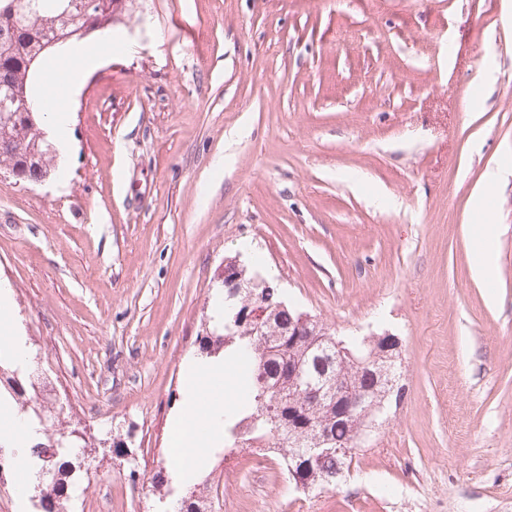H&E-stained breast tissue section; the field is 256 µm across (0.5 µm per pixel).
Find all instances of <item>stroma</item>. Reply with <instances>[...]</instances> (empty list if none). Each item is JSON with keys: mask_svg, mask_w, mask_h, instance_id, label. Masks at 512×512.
Listing matches in <instances>:
<instances>
[{"mask_svg": "<svg viewBox=\"0 0 512 512\" xmlns=\"http://www.w3.org/2000/svg\"><path fill=\"white\" fill-rule=\"evenodd\" d=\"M81 44L65 165L0 175V287L37 359L15 377L47 371L91 434L73 512L183 495L142 485L235 254L337 336L397 335L404 397L336 489L210 449L213 512H512V0H125ZM477 211L480 215V230L470 240V248L476 254L475 275L484 282L494 277V223L493 210L484 200V193L478 196Z\"/></svg>", "mask_w": 512, "mask_h": 512, "instance_id": "35a3bbf8", "label": "stroma"}]
</instances>
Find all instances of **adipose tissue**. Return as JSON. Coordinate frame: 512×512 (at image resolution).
<instances>
[{"instance_id": "1", "label": "adipose tissue", "mask_w": 512, "mask_h": 512, "mask_svg": "<svg viewBox=\"0 0 512 512\" xmlns=\"http://www.w3.org/2000/svg\"><path fill=\"white\" fill-rule=\"evenodd\" d=\"M98 61L92 53L75 47H67L62 53L45 63L39 74L37 94L45 112L59 114L55 96L59 87L75 88L81 75L96 67ZM480 229L470 240V248L476 255L475 275L483 281L494 277V227L493 210L485 201H478ZM224 372L220 362L190 360L184 407L173 424L171 465L182 475L197 474L205 465L207 451L224 439L223 398L211 395L215 376ZM37 425L24 416L13 417L0 428V445L16 449L13 467L21 484H28L32 475L29 457L21 453V446L36 435Z\"/></svg>"}]
</instances>
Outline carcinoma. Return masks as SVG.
I'll return each mask as SVG.
<instances>
[{
	"label": "carcinoma",
	"mask_w": 512,
	"mask_h": 512,
	"mask_svg": "<svg viewBox=\"0 0 512 512\" xmlns=\"http://www.w3.org/2000/svg\"><path fill=\"white\" fill-rule=\"evenodd\" d=\"M124 0H102V4L87 9L82 3L70 0H0V102L10 95L27 91L33 95L32 83L43 60L52 54L48 43L58 37L70 39L83 30L112 23ZM40 113L17 117L0 116V166L13 169L19 178L38 182L46 177L53 158L52 144L43 138L38 127ZM252 290L234 293L224 289L228 311L224 321L214 326L210 334L200 338V352L212 357L219 349L237 353L236 361L244 366L236 392L235 407L224 414V450L264 448L274 454L288 474H296L319 487H334L342 473L349 470L350 456L334 451L318 452L312 459L300 453L309 450V437L329 423L340 448H356L352 429L336 412L316 403L303 380L315 381L324 373L336 372V337L327 336L317 343L307 336L288 335V320L295 316L290 308H280L279 289L265 287L257 276ZM270 307L269 322L262 325L263 335L246 336L248 325L243 316L262 306ZM352 358L344 365L345 374L354 387L365 389L370 380L355 360L368 354L364 343L345 342ZM14 376L0 364V389L10 383L13 394L22 406L37 412L32 391L46 384L36 374L29 387L13 385ZM64 432L59 429L44 433V439L31 446L35 475L30 484L32 496L39 503L59 505L68 512L63 498L71 470L60 461L65 448L60 444ZM303 440V447L292 443Z\"/></svg>",
	"instance_id": "obj_1"
}]
</instances>
